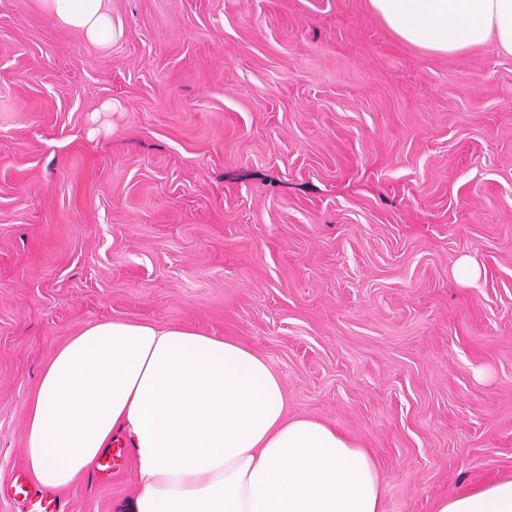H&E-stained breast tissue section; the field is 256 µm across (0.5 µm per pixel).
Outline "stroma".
Masks as SVG:
<instances>
[{"label":"stroma","mask_w":512,"mask_h":512,"mask_svg":"<svg viewBox=\"0 0 512 512\" xmlns=\"http://www.w3.org/2000/svg\"><path fill=\"white\" fill-rule=\"evenodd\" d=\"M103 6L96 44L0 0V486L46 364L113 318L264 358L289 419L370 453L381 512L512 478V55L369 0ZM138 491L129 454L59 495Z\"/></svg>","instance_id":"stroma-1"}]
</instances>
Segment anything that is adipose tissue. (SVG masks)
I'll list each match as a JSON object with an SVG mask.
<instances>
[{
  "mask_svg": "<svg viewBox=\"0 0 512 512\" xmlns=\"http://www.w3.org/2000/svg\"><path fill=\"white\" fill-rule=\"evenodd\" d=\"M89 40H112L102 0H46ZM405 42L512 54V0H370ZM123 436L138 464L132 512H380L372 459L336 431L285 417L269 364L217 336L123 319L90 324L43 371L27 409V467L72 484ZM435 512H512V479L440 500Z\"/></svg>",
  "mask_w": 512,
  "mask_h": 512,
  "instance_id": "ef3b65f1",
  "label": "adipose tissue"
}]
</instances>
